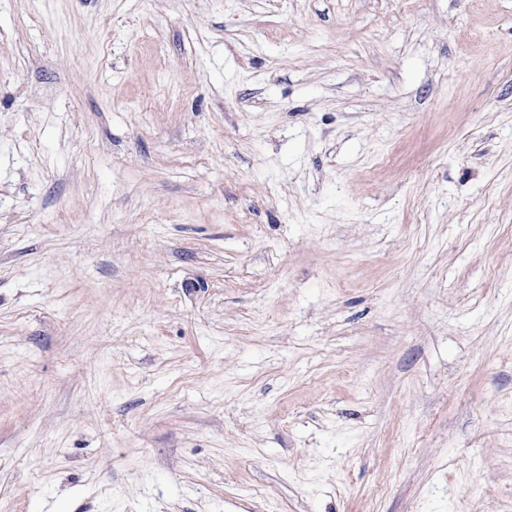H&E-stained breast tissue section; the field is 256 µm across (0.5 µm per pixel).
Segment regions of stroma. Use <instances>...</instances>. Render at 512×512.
<instances>
[{
    "mask_svg": "<svg viewBox=\"0 0 512 512\" xmlns=\"http://www.w3.org/2000/svg\"><path fill=\"white\" fill-rule=\"evenodd\" d=\"M0 512H512V0H0Z\"/></svg>",
    "mask_w": 512,
    "mask_h": 512,
    "instance_id": "1",
    "label": "stroma"
}]
</instances>
